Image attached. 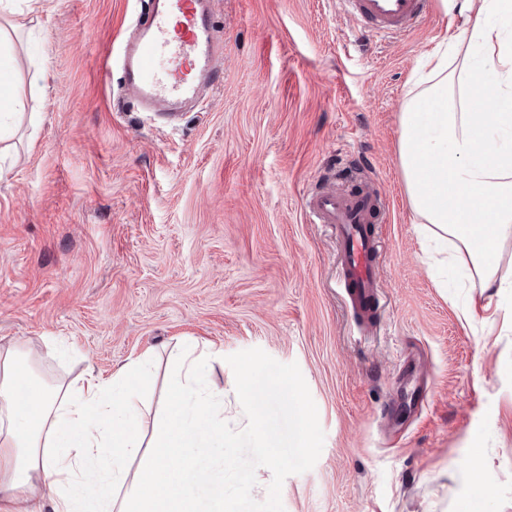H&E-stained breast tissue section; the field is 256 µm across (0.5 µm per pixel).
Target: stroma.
Here are the masks:
<instances>
[{
	"label": "stroma",
	"instance_id": "stroma-1",
	"mask_svg": "<svg viewBox=\"0 0 512 512\" xmlns=\"http://www.w3.org/2000/svg\"><path fill=\"white\" fill-rule=\"evenodd\" d=\"M140 0H10L18 72L43 88L0 130V343L50 339L45 379L149 359L152 433L185 341L297 363L325 433L284 512H512V289L489 320L433 267L397 154L414 70L460 18L357 41L342 0H218L223 78L177 119L141 111L111 60ZM354 160L392 200L375 337L305 197ZM490 474L485 488L479 474Z\"/></svg>",
	"mask_w": 512,
	"mask_h": 512
}]
</instances>
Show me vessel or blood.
<instances>
[{
  "label": "vessel or blood",
  "instance_id": "b4317fda",
  "mask_svg": "<svg viewBox=\"0 0 512 512\" xmlns=\"http://www.w3.org/2000/svg\"><path fill=\"white\" fill-rule=\"evenodd\" d=\"M215 0H147L119 56L124 90L151 112H169L196 100L222 77L223 42L214 26ZM362 37L410 32L427 15L430 0H344ZM306 208L312 223L328 226L339 252L344 293L363 320L378 294V226L387 194L358 169L315 186Z\"/></svg>",
  "mask_w": 512,
  "mask_h": 512
}]
</instances>
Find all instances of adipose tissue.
<instances>
[{
    "instance_id": "obj_1",
    "label": "adipose tissue",
    "mask_w": 512,
    "mask_h": 512,
    "mask_svg": "<svg viewBox=\"0 0 512 512\" xmlns=\"http://www.w3.org/2000/svg\"><path fill=\"white\" fill-rule=\"evenodd\" d=\"M447 5L476 22L414 75L399 164L422 233L493 297L512 288V270L499 262L512 239V0ZM42 79L36 65L20 82L0 25V112L19 111L25 87ZM40 358L33 344H0V512H232L224 470L208 456L224 425L215 354L182 345L146 457L137 423L142 362L73 386L39 378Z\"/></svg>"
}]
</instances>
